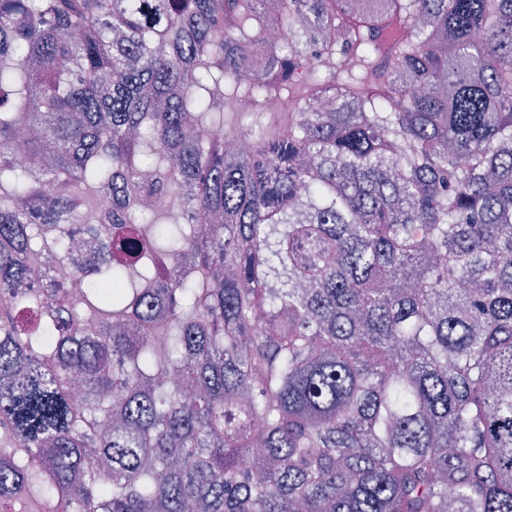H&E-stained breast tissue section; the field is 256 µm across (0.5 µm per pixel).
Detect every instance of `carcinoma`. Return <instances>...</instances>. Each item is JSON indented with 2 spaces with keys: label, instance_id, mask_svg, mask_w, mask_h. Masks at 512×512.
<instances>
[{
  "label": "carcinoma",
  "instance_id": "obj_1",
  "mask_svg": "<svg viewBox=\"0 0 512 512\" xmlns=\"http://www.w3.org/2000/svg\"><path fill=\"white\" fill-rule=\"evenodd\" d=\"M0 336V512H512V0H0Z\"/></svg>",
  "mask_w": 512,
  "mask_h": 512
}]
</instances>
